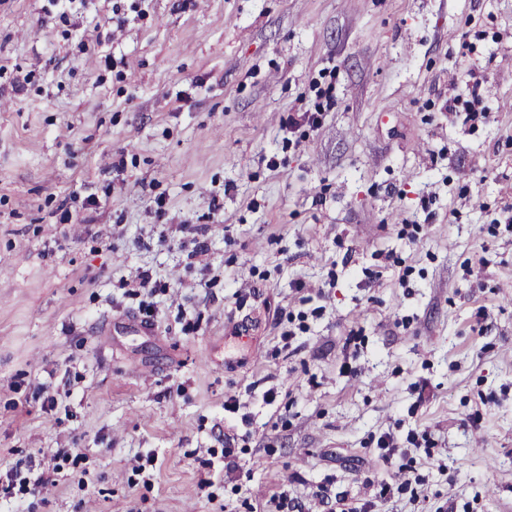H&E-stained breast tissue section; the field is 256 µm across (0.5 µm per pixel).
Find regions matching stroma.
<instances>
[{
  "label": "stroma",
  "instance_id": "35a3bbf8",
  "mask_svg": "<svg viewBox=\"0 0 512 512\" xmlns=\"http://www.w3.org/2000/svg\"><path fill=\"white\" fill-rule=\"evenodd\" d=\"M511 207L512 0H0V512H512Z\"/></svg>",
  "mask_w": 512,
  "mask_h": 512
}]
</instances>
